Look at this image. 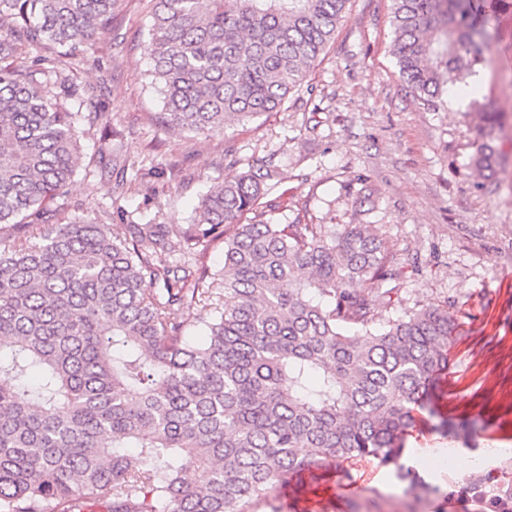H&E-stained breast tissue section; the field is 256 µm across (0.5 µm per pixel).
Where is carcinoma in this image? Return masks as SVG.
<instances>
[{
  "label": "carcinoma",
  "instance_id": "carcinoma-1",
  "mask_svg": "<svg viewBox=\"0 0 512 512\" xmlns=\"http://www.w3.org/2000/svg\"><path fill=\"white\" fill-rule=\"evenodd\" d=\"M503 0H393V52L416 96L484 61ZM349 0H154L146 51L156 123L216 134L281 107L344 21ZM116 0H0V512H252L294 473L341 458L396 461L458 332L446 305L390 316L401 258L370 224H244L278 183L254 159L176 224L62 221L49 203L80 163V112L42 76L95 55ZM48 42L50 58L20 60ZM94 103L96 88L60 82ZM484 143L475 168L490 172ZM224 242L222 300L204 340L185 310L208 273L168 260ZM156 285L152 292L145 283ZM32 369L37 389L18 378Z\"/></svg>",
  "mask_w": 512,
  "mask_h": 512
}]
</instances>
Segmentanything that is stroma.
<instances>
[{
  "label": "stroma",
  "mask_w": 512,
  "mask_h": 512,
  "mask_svg": "<svg viewBox=\"0 0 512 512\" xmlns=\"http://www.w3.org/2000/svg\"><path fill=\"white\" fill-rule=\"evenodd\" d=\"M154 0H118L111 30L97 42L99 63L76 61L43 79L49 94L62 77L97 88L96 109L112 117L85 126L82 162L66 200L68 219L187 226L202 196L249 160L273 156L279 183L256 219L271 223L356 221L364 194L376 207L365 218L409 262L396 281V315L448 304L458 334L448 370L431 385L396 463L341 459L289 480L254 512H479L460 504L466 490L512 488V5L494 20L486 64L466 84L424 105L403 81L392 53V0H350L345 20L301 91L283 107L228 124L206 137L152 122L161 96L146 76L144 46ZM498 124V165L478 176L484 104ZM131 158L123 177L112 151ZM451 448L481 457V469H432L418 456ZM358 486L357 494L345 484Z\"/></svg>",
  "instance_id": "stroma-1"
}]
</instances>
